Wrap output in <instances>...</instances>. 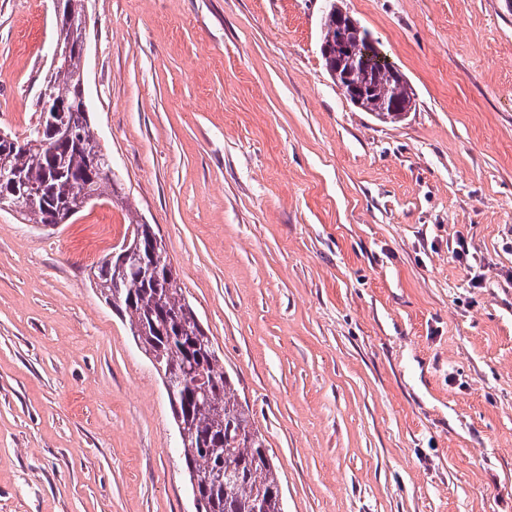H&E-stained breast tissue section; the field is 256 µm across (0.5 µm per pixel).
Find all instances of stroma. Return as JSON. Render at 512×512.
<instances>
[{
	"mask_svg": "<svg viewBox=\"0 0 512 512\" xmlns=\"http://www.w3.org/2000/svg\"><path fill=\"white\" fill-rule=\"evenodd\" d=\"M338 7L405 75L327 72ZM85 101L131 210H0V512H192L161 377L91 271L152 224L284 512H512V0H84ZM52 0H0L25 134ZM467 257L458 260L457 249ZM324 62L327 68V61L325 59ZM328 72L336 86L343 89L344 96L346 92L350 95H357L366 105L371 106L373 110L387 111L392 106L404 103L414 95L408 81L406 79L402 80L388 69L382 70L369 67V72L362 73L348 69V66L345 64L339 70L336 80V58H334ZM348 98L356 106L368 112H373L375 117L383 121H396L397 119L392 115V112H401L404 115L411 110L410 107L412 105L410 104L406 108H391L390 112H379L369 110V108L363 105L362 100L357 97L348 96Z\"/></svg>",
	"mask_w": 512,
	"mask_h": 512,
	"instance_id": "obj_1",
	"label": "stroma"
}]
</instances>
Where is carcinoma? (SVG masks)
<instances>
[{
    "mask_svg": "<svg viewBox=\"0 0 512 512\" xmlns=\"http://www.w3.org/2000/svg\"><path fill=\"white\" fill-rule=\"evenodd\" d=\"M369 40L366 29H349L334 11L324 17L321 46L333 51L343 45L356 49ZM329 74L337 86L361 98L383 121L396 120L389 109L413 96L408 81L388 69L371 67L362 73L344 65L338 70L333 62ZM83 78V55L75 52L50 69L42 85V89L71 101L67 123L73 137L56 163H50L45 153L40 134L46 124L42 112L29 129L26 150L8 154L11 166L40 190L36 204L24 200L17 204L15 213L23 220L42 224L53 215L65 219L77 207V200L62 192L61 186L87 169L90 175L84 182L92 196L128 207V195L112 172L111 157L91 131L87 108L77 100ZM130 224L134 226L131 238L139 240L137 259L153 264L156 276L141 279L133 272L135 262L119 267L106 256L93 270L96 287L105 300H121L130 333L145 354L155 359L157 372L177 378L178 408L172 409V414L185 424L189 448L183 449L184 463L187 471L197 476L203 512H252L259 498L262 512H282L278 470L266 439L253 425L248 404L235 394L232 379L219 364L213 342L179 282L168 279L167 259L153 254L156 232L152 225L136 218L130 219ZM198 376L206 379L205 394L187 383V378Z\"/></svg>",
    "mask_w": 512,
    "mask_h": 512,
    "instance_id": "obj_1",
    "label": "carcinoma"
}]
</instances>
